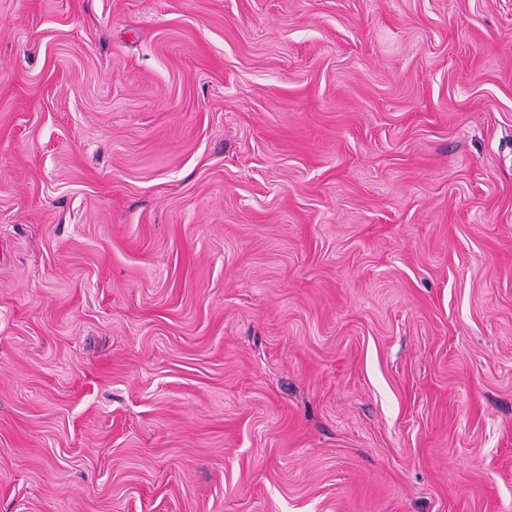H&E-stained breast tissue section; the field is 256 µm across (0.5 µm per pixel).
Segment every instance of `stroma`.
Masks as SVG:
<instances>
[{
  "label": "stroma",
  "mask_w": 512,
  "mask_h": 512,
  "mask_svg": "<svg viewBox=\"0 0 512 512\" xmlns=\"http://www.w3.org/2000/svg\"><path fill=\"white\" fill-rule=\"evenodd\" d=\"M0 512H512V0H0Z\"/></svg>",
  "instance_id": "stroma-1"
}]
</instances>
